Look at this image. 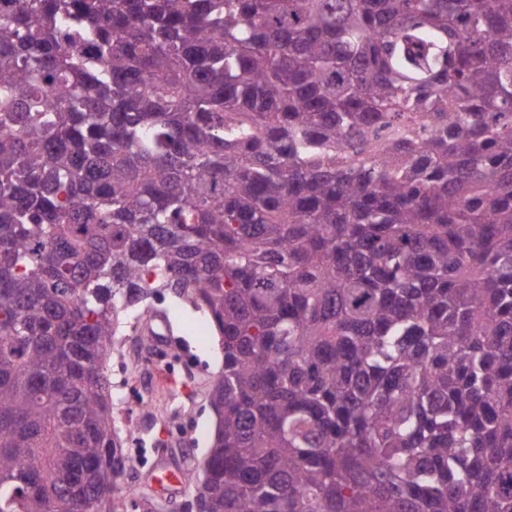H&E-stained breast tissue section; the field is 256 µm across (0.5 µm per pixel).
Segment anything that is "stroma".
<instances>
[{
	"label": "stroma",
	"mask_w": 512,
	"mask_h": 512,
	"mask_svg": "<svg viewBox=\"0 0 512 512\" xmlns=\"http://www.w3.org/2000/svg\"><path fill=\"white\" fill-rule=\"evenodd\" d=\"M153 307L136 330L113 338L108 360L114 390L138 376L140 396L151 405L146 411L118 396L112 402L122 447L134 452L123 477L134 493L120 512H155L154 503L191 494L187 484L164 492L157 481L187 467L201 470L216 425L205 390L223 366L214 328L201 312L169 296L154 299Z\"/></svg>",
	"instance_id": "stroma-1"
}]
</instances>
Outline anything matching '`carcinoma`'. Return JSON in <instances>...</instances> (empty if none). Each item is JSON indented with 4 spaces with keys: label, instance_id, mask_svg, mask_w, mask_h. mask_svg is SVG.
<instances>
[{
    "label": "carcinoma",
    "instance_id": "carcinoma-1",
    "mask_svg": "<svg viewBox=\"0 0 512 512\" xmlns=\"http://www.w3.org/2000/svg\"><path fill=\"white\" fill-rule=\"evenodd\" d=\"M166 292L208 512H512V0H0V512H118ZM152 304L155 313L145 317L135 331L127 330L125 336L113 338L107 365L114 395L112 417L129 460L121 481L137 490L122 501L120 512H157L154 503L178 502L184 494H192L194 484L181 481L163 492L156 480L160 477L166 481L168 472H182L185 465L202 477L197 478L195 494L183 497L174 511L203 512L210 473L202 466L216 425L205 384L221 371L223 352L221 344H216L214 328L201 312L188 304L174 303L169 295L158 296ZM159 353L166 361H175L177 370L162 374L156 364L161 361L156 358ZM142 355L152 366L140 367ZM132 374L139 377V397L151 404V412L135 407L131 400H121L119 390ZM168 376L175 377L173 384L165 380ZM174 414L178 415L180 435L171 440ZM200 430L203 434L199 436ZM130 448L137 456L129 455ZM154 448L158 450L153 452ZM143 486L152 494L150 506L141 498Z\"/></svg>",
    "mask_w": 512,
    "mask_h": 512
}]
</instances>
